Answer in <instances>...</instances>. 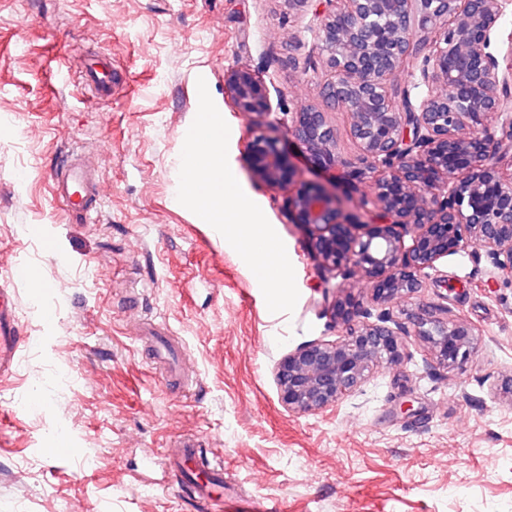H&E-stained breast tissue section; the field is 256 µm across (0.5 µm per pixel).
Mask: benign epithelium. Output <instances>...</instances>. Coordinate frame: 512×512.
<instances>
[{
  "label": "benign epithelium",
  "instance_id": "1",
  "mask_svg": "<svg viewBox=\"0 0 512 512\" xmlns=\"http://www.w3.org/2000/svg\"><path fill=\"white\" fill-rule=\"evenodd\" d=\"M287 2L311 17L312 52L328 73L324 101L346 114L355 161L339 160L336 128L322 110L288 112V135L317 165L349 166L368 183L347 211L336 190L297 181L278 140L262 131L273 126L266 83L247 68L224 73L228 99L247 119L254 176L288 191L291 223L347 282L332 308L346 335L301 345L275 365L281 404L302 415L351 396L375 368L402 364L408 332L394 304L419 294L438 261L477 248L512 273V32L501 28L509 0ZM419 54L417 93L399 104L391 82ZM413 326L447 369L475 349L473 328L448 320L446 306Z\"/></svg>",
  "mask_w": 512,
  "mask_h": 512
}]
</instances>
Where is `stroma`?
Wrapping results in <instances>:
<instances>
[{"label": "stroma", "mask_w": 512, "mask_h": 512, "mask_svg": "<svg viewBox=\"0 0 512 512\" xmlns=\"http://www.w3.org/2000/svg\"><path fill=\"white\" fill-rule=\"evenodd\" d=\"M312 43L285 0H0V289L21 336L0 375V512H199L162 467L188 438L215 449L225 496L271 512H512V273L487 259H441L409 303L447 301L471 324L463 366L439 367L413 336L403 366L333 409L295 415L279 400L276 362L340 336L339 280L285 191L251 174L224 73L263 78L298 179L343 183L346 167L316 166L285 136L287 110L323 105ZM90 51L112 60L111 97L83 81ZM201 73L229 165L286 246L293 312H270L237 252L173 203ZM67 157L100 183L92 222L52 192ZM17 264L41 291L12 278ZM153 328L179 347L178 377L153 357Z\"/></svg>", "instance_id": "1"}]
</instances>
